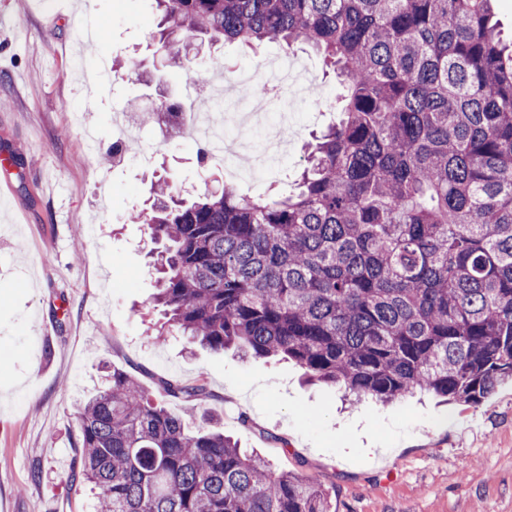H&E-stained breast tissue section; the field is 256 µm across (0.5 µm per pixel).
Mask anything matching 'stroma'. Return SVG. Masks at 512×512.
I'll return each mask as SVG.
<instances>
[{"mask_svg":"<svg viewBox=\"0 0 512 512\" xmlns=\"http://www.w3.org/2000/svg\"><path fill=\"white\" fill-rule=\"evenodd\" d=\"M0 12V151L14 159V190L0 210V512H94V492L67 475L79 413L107 365L130 372L190 427L219 425L274 470L317 477L333 512H512V380L475 407L432 393L354 404L288 360L216 353L175 331L154 339L164 322L156 245L146 224L129 219L148 210L152 180L169 177L188 199L226 183L272 193L297 178L332 113L289 105L299 133L273 177L198 162L204 141L169 144L151 124L128 130L135 150L116 161L113 115L164 100L198 115L210 107L158 54L155 0H6ZM88 18L102 30L91 49L71 41ZM19 23L28 30L20 44ZM283 52L207 42L198 60L212 83L224 68ZM103 59L122 67L101 98L90 84ZM139 68L157 82H134ZM88 129L101 137L94 154L83 147ZM199 378L209 397L195 409L158 387Z\"/></svg>","mask_w":512,"mask_h":512,"instance_id":"1","label":"stroma"}]
</instances>
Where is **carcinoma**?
Here are the masks:
<instances>
[{"instance_id": "carcinoma-1", "label": "carcinoma", "mask_w": 512, "mask_h": 512, "mask_svg": "<svg viewBox=\"0 0 512 512\" xmlns=\"http://www.w3.org/2000/svg\"><path fill=\"white\" fill-rule=\"evenodd\" d=\"M158 44L204 83L189 39L310 46L342 92L338 123L270 196L148 217L155 300L220 351L283 355L356 400L415 390L478 406L512 379V40L493 0H156ZM195 405L203 380H162ZM71 482L104 512H332L322 483L272 470L218 428L190 431L112 368L84 404Z\"/></svg>"}]
</instances>
